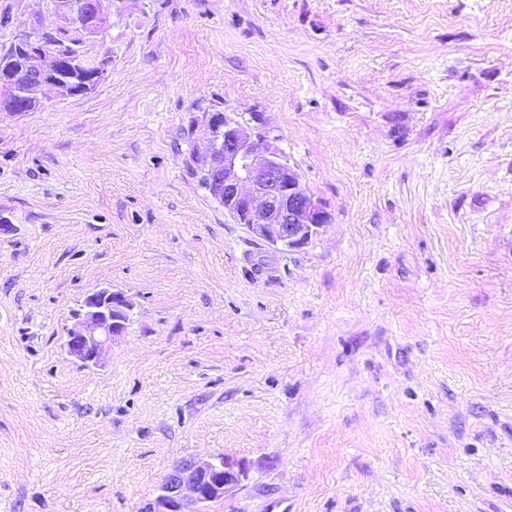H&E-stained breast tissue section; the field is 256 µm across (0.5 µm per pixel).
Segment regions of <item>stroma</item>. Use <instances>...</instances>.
Masks as SVG:
<instances>
[{
	"instance_id": "stroma-1",
	"label": "stroma",
	"mask_w": 512,
	"mask_h": 512,
	"mask_svg": "<svg viewBox=\"0 0 512 512\" xmlns=\"http://www.w3.org/2000/svg\"><path fill=\"white\" fill-rule=\"evenodd\" d=\"M86 96L0 112V512H512V0H108ZM0 46L58 24L0 0ZM262 113L333 222L252 237L192 118ZM135 309L66 354L93 290ZM133 309L132 297L122 289L104 287L88 294L67 329V354L83 366H100L107 349L125 335ZM246 469L238 462L220 459L205 461L195 457L174 463L156 495L148 504L150 512H202L188 510L190 504L204 506L215 497L224 496L238 486Z\"/></svg>"
}]
</instances>
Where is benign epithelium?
I'll list each match as a JSON object with an SVG mask.
<instances>
[{"label":"benign epithelium","instance_id":"1","mask_svg":"<svg viewBox=\"0 0 512 512\" xmlns=\"http://www.w3.org/2000/svg\"><path fill=\"white\" fill-rule=\"evenodd\" d=\"M104 0H93V11L84 22L88 36L98 35L108 13ZM83 0H50V8L65 27L77 18ZM54 30L34 27L14 36L13 60L24 67L53 71L56 52L50 41ZM66 76H53L51 93L71 97L91 90L106 78L107 68L98 60L90 63L77 56ZM206 145L196 149L191 162L200 170L217 175L224 185V211L253 237L276 252L300 251L326 225L332 223L327 208L307 191L290 165L279 138L271 135L262 114L241 121L224 112H205ZM134 309L132 297L118 288L104 287L88 294L74 323L67 329L65 349L86 367L101 365L107 349L125 335ZM245 467L228 459L217 462L195 457L174 463L149 503V512H202L200 507L224 497L245 477ZM195 504L198 509L188 510Z\"/></svg>","mask_w":512,"mask_h":512}]
</instances>
